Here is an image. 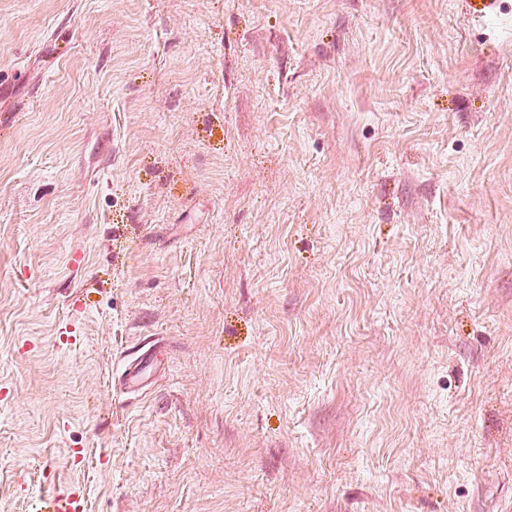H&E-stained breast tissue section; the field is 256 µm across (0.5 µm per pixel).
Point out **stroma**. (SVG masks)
I'll list each match as a JSON object with an SVG mask.
<instances>
[{
  "instance_id": "stroma-1",
  "label": "stroma",
  "mask_w": 512,
  "mask_h": 512,
  "mask_svg": "<svg viewBox=\"0 0 512 512\" xmlns=\"http://www.w3.org/2000/svg\"><path fill=\"white\" fill-rule=\"evenodd\" d=\"M73 484L512 512V0H0V512Z\"/></svg>"
}]
</instances>
